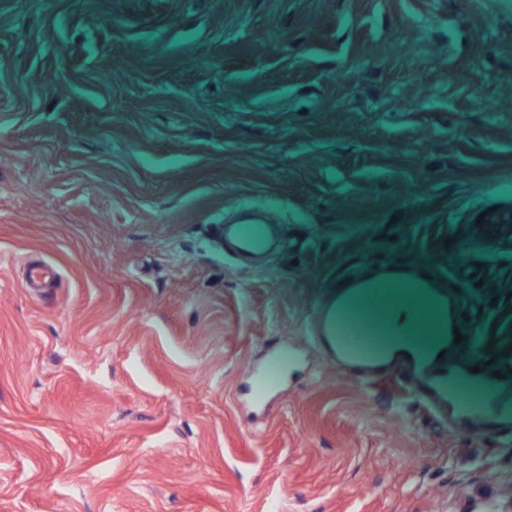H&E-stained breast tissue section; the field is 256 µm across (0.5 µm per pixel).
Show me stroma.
Here are the masks:
<instances>
[{
  "mask_svg": "<svg viewBox=\"0 0 512 512\" xmlns=\"http://www.w3.org/2000/svg\"><path fill=\"white\" fill-rule=\"evenodd\" d=\"M504 2L0 0V512L506 493L512 428L483 408L512 392ZM395 263L461 343L339 360L337 294Z\"/></svg>",
  "mask_w": 512,
  "mask_h": 512,
  "instance_id": "obj_1",
  "label": "stroma"
}]
</instances>
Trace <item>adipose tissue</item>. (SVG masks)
Masks as SVG:
<instances>
[{
	"label": "adipose tissue",
	"mask_w": 512,
	"mask_h": 512,
	"mask_svg": "<svg viewBox=\"0 0 512 512\" xmlns=\"http://www.w3.org/2000/svg\"><path fill=\"white\" fill-rule=\"evenodd\" d=\"M346 303L356 320L385 336L395 350L413 347L421 334L437 343L447 334L441 301L418 280L368 283L353 291Z\"/></svg>",
	"instance_id": "ef3b65f1"
}]
</instances>
